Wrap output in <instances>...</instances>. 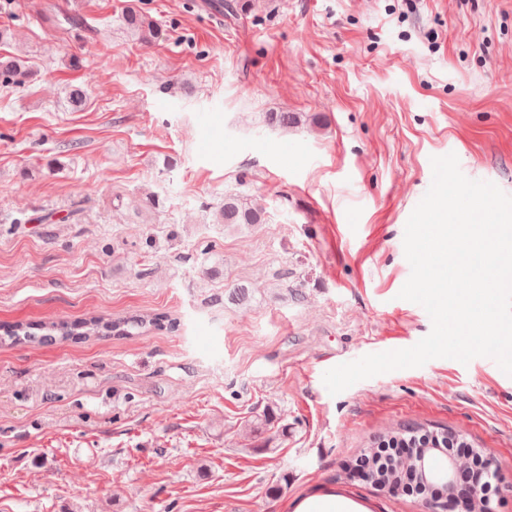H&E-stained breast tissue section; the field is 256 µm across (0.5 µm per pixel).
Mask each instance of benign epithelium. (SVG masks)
I'll list each match as a JSON object with an SVG mask.
<instances>
[{
	"label": "benign epithelium",
	"instance_id": "obj_1",
	"mask_svg": "<svg viewBox=\"0 0 512 512\" xmlns=\"http://www.w3.org/2000/svg\"><path fill=\"white\" fill-rule=\"evenodd\" d=\"M460 439L461 435L454 431L431 433L418 447L393 453L387 476L367 472L362 478L382 492L409 480L419 484L439 483L446 500L462 499L465 512H492L488 488L499 478L498 465L483 448L465 444L463 450L454 451L445 447Z\"/></svg>",
	"mask_w": 512,
	"mask_h": 512
}]
</instances>
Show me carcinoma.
<instances>
[{
	"mask_svg": "<svg viewBox=\"0 0 512 512\" xmlns=\"http://www.w3.org/2000/svg\"><path fill=\"white\" fill-rule=\"evenodd\" d=\"M122 21L127 32L144 45L151 46L162 37V29L157 21L133 5L127 6ZM30 75L31 68L24 60L17 58L0 61V76L22 82ZM268 122L276 127L288 128L299 124L300 116L295 112H271L268 115ZM215 221L218 224H263L264 210L258 203L239 195H226L224 205L215 213ZM178 327V319L163 312H149L115 319L91 313L74 321L48 319L38 324L18 321L1 326L0 344H46L56 339L88 340L92 336L127 338L150 331H174ZM394 437L408 439L410 431L398 428L388 432L379 439L376 447L365 449L360 455V460L368 467H373L376 464V457L388 454L393 448L390 439Z\"/></svg>",
	"mask_w": 512,
	"mask_h": 512,
	"instance_id": "1",
	"label": "carcinoma"
}]
</instances>
